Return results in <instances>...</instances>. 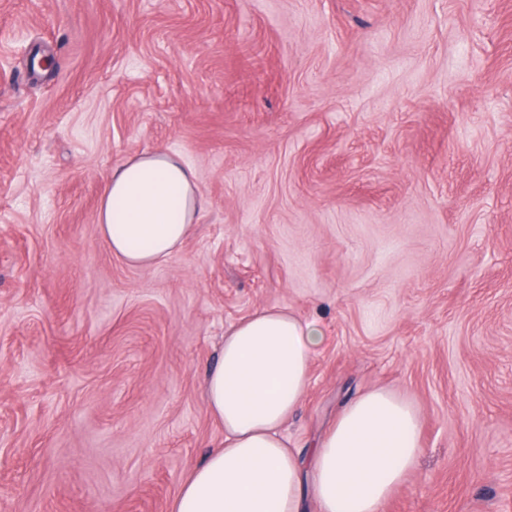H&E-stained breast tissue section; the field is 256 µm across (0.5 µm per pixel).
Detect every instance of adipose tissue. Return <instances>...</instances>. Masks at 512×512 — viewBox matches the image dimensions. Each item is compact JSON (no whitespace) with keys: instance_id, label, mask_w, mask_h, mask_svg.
I'll use <instances>...</instances> for the list:
<instances>
[{"instance_id":"obj_1","label":"adipose tissue","mask_w":512,"mask_h":512,"mask_svg":"<svg viewBox=\"0 0 512 512\" xmlns=\"http://www.w3.org/2000/svg\"><path fill=\"white\" fill-rule=\"evenodd\" d=\"M201 208L193 171L175 155H143L116 168L97 220L114 256L130 266L167 260ZM319 333L285 308H267L224 333L204 398L224 427L181 484L172 512H381L419 455L417 410L382 389L363 393L299 458L282 435L307 391Z\"/></svg>"}]
</instances>
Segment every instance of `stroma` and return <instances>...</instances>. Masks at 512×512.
Segmentation results:
<instances>
[{
  "instance_id": "35a3bbf8",
  "label": "stroma",
  "mask_w": 512,
  "mask_h": 512,
  "mask_svg": "<svg viewBox=\"0 0 512 512\" xmlns=\"http://www.w3.org/2000/svg\"><path fill=\"white\" fill-rule=\"evenodd\" d=\"M154 152L203 208L132 267L96 216ZM273 306L324 336L292 447L385 387L382 512H512V0H0V512H170Z\"/></svg>"
}]
</instances>
